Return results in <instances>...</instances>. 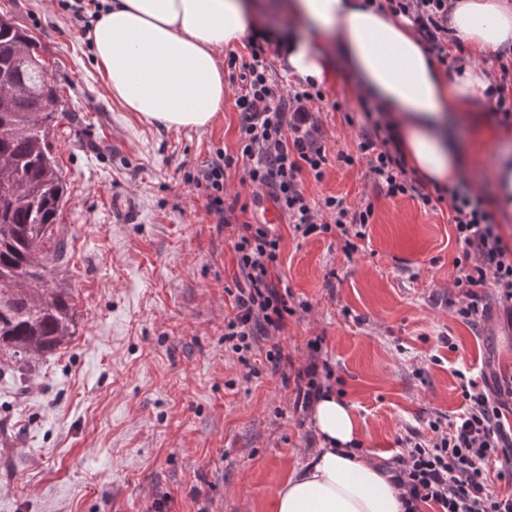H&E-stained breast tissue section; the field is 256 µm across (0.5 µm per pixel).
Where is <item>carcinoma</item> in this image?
<instances>
[{
    "mask_svg": "<svg viewBox=\"0 0 512 512\" xmlns=\"http://www.w3.org/2000/svg\"><path fill=\"white\" fill-rule=\"evenodd\" d=\"M26 85L29 92H19ZM59 96L32 37L0 16V366L31 364L70 332V305L45 286L65 257L54 227L66 183L49 140Z\"/></svg>",
    "mask_w": 512,
    "mask_h": 512,
    "instance_id": "carcinoma-1",
    "label": "carcinoma"
}]
</instances>
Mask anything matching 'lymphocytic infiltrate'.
I'll list each match as a JSON object with an SVG mask.
<instances>
[{
	"mask_svg": "<svg viewBox=\"0 0 512 512\" xmlns=\"http://www.w3.org/2000/svg\"><path fill=\"white\" fill-rule=\"evenodd\" d=\"M392 16L411 17L421 43L447 61L448 0H370ZM273 40L252 35L250 59L230 57L229 80L237 88L240 148L236 154L217 152L192 167L185 181L205 199L217 223L236 229L233 262L237 272L227 288L232 315L224 324V342L252 375L295 369L296 410H307L334 377L329 363L319 360L320 340L308 341L309 361L294 368L280 347L266 350L259 365L251 359L260 340L283 335L295 312L291 291L282 287L279 274L281 236L269 224L247 221L248 204L227 198L226 182L232 169L242 168L246 178L265 188L273 207L285 214L295 232L334 234L345 255H353L365 238L373 216L372 203L348 207L343 199L328 196L321 204L307 200L303 176L322 180L331 158L311 111L324 102L321 86L313 83L281 90L266 65ZM355 103L367 131L357 144V155H342L345 164L366 161L369 174L388 195H410L424 205L448 210L461 248L454 260L453 285L458 299L451 307L464 322L475 325L486 310L487 294H494L512 323V244L507 243L483 196L467 184H428L408 166L394 129L383 122L377 107L364 96ZM464 409L455 415L429 417L422 429H406L400 447L388 463L399 486L404 512H512V431L502 422L503 394L512 395V379L491 387L486 376L463 377ZM509 490L497 492L495 482Z\"/></svg>",
	"mask_w": 512,
	"mask_h": 512,
	"instance_id": "1",
	"label": "lymphocytic infiltrate"
}]
</instances>
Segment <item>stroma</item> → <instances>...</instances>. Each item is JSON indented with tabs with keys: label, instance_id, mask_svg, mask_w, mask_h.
Wrapping results in <instances>:
<instances>
[{
	"label": "stroma",
	"instance_id": "stroma-1",
	"mask_svg": "<svg viewBox=\"0 0 512 512\" xmlns=\"http://www.w3.org/2000/svg\"><path fill=\"white\" fill-rule=\"evenodd\" d=\"M61 3L0 0L60 94L51 140L67 187L56 234L68 258L46 280L73 315L55 351L0 373V512H151L161 498L167 512H270L319 438L293 409V384L249 377L225 350L235 231L183 178L216 151L236 153V89L226 86L204 129L145 122L108 99ZM325 91L315 109L328 147L355 153L354 89L334 79ZM466 112L486 139L469 182L491 199L498 128L486 109ZM304 192L352 208L367 200L374 213L348 257L337 236H301L271 203L252 206L248 220L281 235L284 282L309 305L278 344L300 368L308 340L322 337L360 449L384 461L405 427L461 409L457 371L512 376V327L494 306L476 327L449 307L461 249L447 212L387 195L359 161L331 162Z\"/></svg>",
	"mask_w": 512,
	"mask_h": 512
}]
</instances>
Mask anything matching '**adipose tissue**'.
I'll return each instance as SVG.
<instances>
[{"label":"adipose tissue","mask_w":512,"mask_h":512,"mask_svg":"<svg viewBox=\"0 0 512 512\" xmlns=\"http://www.w3.org/2000/svg\"><path fill=\"white\" fill-rule=\"evenodd\" d=\"M88 37L106 93L146 122L209 125L224 109L219 53L265 20L288 18L279 60L298 79L323 83L341 62L356 90L394 123L410 167L432 184L459 179L472 143L461 111L497 99L484 60L512 50V0H448V30L468 65L440 69L407 17L367 0H105ZM310 420L322 446L293 470L272 512H402L401 490L371 454L357 451L360 426L336 393Z\"/></svg>","instance_id":"ef3b65f1"}]
</instances>
